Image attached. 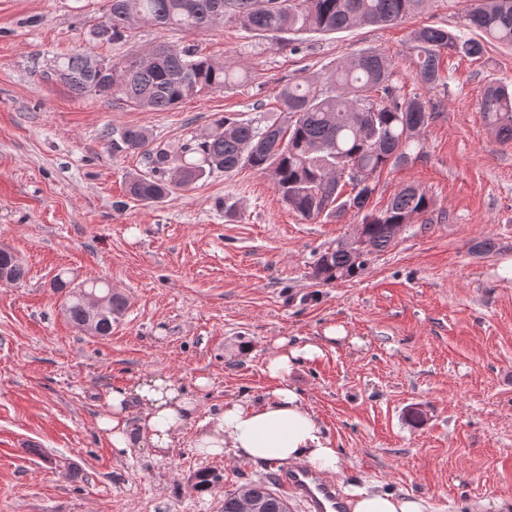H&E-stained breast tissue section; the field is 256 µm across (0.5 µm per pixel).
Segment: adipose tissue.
Returning a JSON list of instances; mask_svg holds the SVG:
<instances>
[{
  "instance_id": "1",
  "label": "adipose tissue",
  "mask_w": 512,
  "mask_h": 512,
  "mask_svg": "<svg viewBox=\"0 0 512 512\" xmlns=\"http://www.w3.org/2000/svg\"><path fill=\"white\" fill-rule=\"evenodd\" d=\"M322 353L317 343L292 347L287 339L277 340L265 365L275 383L271 394L257 401H226L223 413L198 422L196 448L211 456L302 463L329 477L339 474L340 455L288 382L297 358L312 359ZM109 405V414L98 427L118 451L130 443L131 416H138L141 433L153 448L165 450L174 447L193 411L180 382L167 375H151L113 389ZM351 505L352 512H423L420 501L412 497L362 489L353 491Z\"/></svg>"
}]
</instances>
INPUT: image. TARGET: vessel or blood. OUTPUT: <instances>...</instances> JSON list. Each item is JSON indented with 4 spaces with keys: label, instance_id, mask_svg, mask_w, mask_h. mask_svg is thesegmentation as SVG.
I'll return each mask as SVG.
<instances>
[{
    "label": "vessel or blood",
    "instance_id": "vessel-or-blood-1",
    "mask_svg": "<svg viewBox=\"0 0 512 512\" xmlns=\"http://www.w3.org/2000/svg\"><path fill=\"white\" fill-rule=\"evenodd\" d=\"M269 471L279 492L300 500L305 512H346V502L333 478L303 464L274 462Z\"/></svg>",
    "mask_w": 512,
    "mask_h": 512
}]
</instances>
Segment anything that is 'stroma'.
Returning a JSON list of instances; mask_svg holds the SVG:
<instances>
[{"label":"stroma","instance_id":"35a3bbf8","mask_svg":"<svg viewBox=\"0 0 512 512\" xmlns=\"http://www.w3.org/2000/svg\"><path fill=\"white\" fill-rule=\"evenodd\" d=\"M465 5L426 0L385 27L300 35L294 51L285 35L250 39L229 21L193 36L136 23L122 41L92 44L104 0H0V246L28 269L21 285L0 284V512H221L226 491L269 471L197 451V422L267 396L276 339L300 346L332 328L339 339L298 360L289 381L342 458L341 489L410 496L425 512H512V277L501 273L512 144L479 109L488 85H512V48L442 55L444 90L425 89L409 65L411 32L458 29ZM160 41L194 42L247 80L147 112L41 76L79 49L116 61ZM366 47L392 56L403 93L427 95L439 115L421 133L424 158L384 169L369 201L384 209L412 184L431 205L359 276L322 284L311 266L360 215L304 219L254 169L157 205L127 194L146 164L113 153L105 129L143 126L173 148L215 114L274 111L283 84L327 76ZM59 277L126 297L111 335L68 320ZM158 373L181 381L193 418L165 454L136 426L114 450L97 427L109 392ZM204 470L223 473L219 488L197 489Z\"/></svg>","mask_w":512,"mask_h":512}]
</instances>
